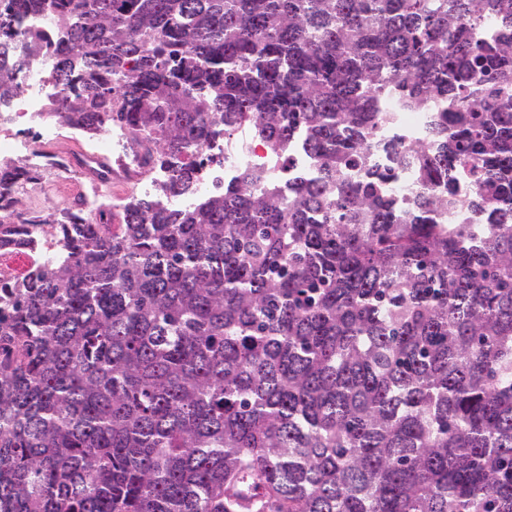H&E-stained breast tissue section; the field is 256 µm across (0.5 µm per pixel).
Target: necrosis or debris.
<instances>
[{
  "label": "necrosis or debris",
  "instance_id": "necrosis-or-debris-1",
  "mask_svg": "<svg viewBox=\"0 0 512 512\" xmlns=\"http://www.w3.org/2000/svg\"><path fill=\"white\" fill-rule=\"evenodd\" d=\"M17 93L11 105L0 112V160H11L29 170L48 168L53 180H68L72 175L85 170L87 163L98 158L112 160L114 184L122 185L140 194L161 198L165 206L178 209L194 208L204 197L222 188L224 183L235 181L245 171L264 173L276 179H286L294 173H309L315 170L316 162L302 147L301 141H293L286 156H279L266 144L246 136L230 139L217 136L202 147L192 149L193 160L201 162L202 169L194 192L188 195L170 196L163 188L171 172L163 167L149 168L142 163V153L148 143L147 136L133 137L122 125H107L96 134L73 126L69 129L71 140L82 143L83 149L69 165L47 167L41 144L58 140L59 128L53 122V98L44 92L54 83V60L42 56L18 73ZM439 109L431 102L419 109H409L402 98L389 94L381 102L386 123L377 133V142L372 146L374 162L383 168H395L396 176L387 184V190L400 205L406 206L416 200L422 189L419 185L417 166L407 160L404 166L395 167L391 155L383 148L388 140L410 146L426 141L432 117ZM39 183L20 186L16 199L0 203V227L10 228L25 223L28 245L25 253L29 265L52 264L60 255L62 241L48 225V211H41L38 220L26 221L28 208L25 204L31 193L37 192Z\"/></svg>",
  "mask_w": 512,
  "mask_h": 512
}]
</instances>
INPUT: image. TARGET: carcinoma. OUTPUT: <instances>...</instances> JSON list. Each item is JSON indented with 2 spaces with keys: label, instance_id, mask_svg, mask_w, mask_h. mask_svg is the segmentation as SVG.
I'll return each instance as SVG.
<instances>
[{
  "label": "carcinoma",
  "instance_id": "cac0c4a2",
  "mask_svg": "<svg viewBox=\"0 0 512 512\" xmlns=\"http://www.w3.org/2000/svg\"><path fill=\"white\" fill-rule=\"evenodd\" d=\"M53 7L0 0V105L48 53L60 121L156 135L168 195L241 126L317 168L50 220L67 258L0 284V512H512V0ZM390 92L446 103L385 146L408 209L368 151ZM460 167L480 233L443 222ZM34 179L0 164V201Z\"/></svg>",
  "mask_w": 512,
  "mask_h": 512
}]
</instances>
